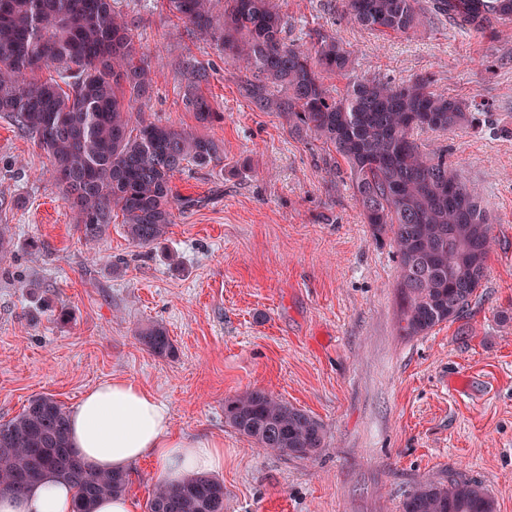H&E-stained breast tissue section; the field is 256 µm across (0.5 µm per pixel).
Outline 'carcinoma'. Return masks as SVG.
Returning <instances> with one entry per match:
<instances>
[{
	"mask_svg": "<svg viewBox=\"0 0 512 512\" xmlns=\"http://www.w3.org/2000/svg\"><path fill=\"white\" fill-rule=\"evenodd\" d=\"M417 0H341V15L372 31L407 33L420 23ZM169 12L192 25L229 58L250 70L251 103L276 112L298 132L330 144L348 165L364 217L391 233L399 258V332L420 336L454 320L486 276L491 221L477 189L441 154L425 153L416 129L474 125L465 104L434 91L428 78L397 84L349 80L331 95L323 74L347 77L349 53L336 41L312 48L288 43L273 0H166ZM435 11L484 30L512 17V0H434ZM55 66L56 77L36 73ZM147 62L136 58L130 23L112 0H6L0 13V116L31 136L49 157L79 239L96 243L122 212L132 242L150 247L173 223L172 178L224 155L213 138L139 121L134 103L149 94ZM185 104L206 127L221 119L188 84ZM158 356L173 353L168 331L152 324L136 333ZM224 419L260 448L298 459L326 445L323 424L270 392L256 389L224 403ZM76 489L73 512H94L101 498L124 493L129 474L86 465L72 448L69 412L51 395L29 400L0 422V496L22 495L48 477ZM149 512H224V483L194 475L158 483ZM400 512H497L481 482L452 474L426 479Z\"/></svg>",
	"mask_w": 512,
	"mask_h": 512,
	"instance_id": "carcinoma-1",
	"label": "carcinoma"
}]
</instances>
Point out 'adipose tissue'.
Listing matches in <instances>:
<instances>
[{
  "instance_id": "ef3b65f1",
  "label": "adipose tissue",
  "mask_w": 512,
  "mask_h": 512,
  "mask_svg": "<svg viewBox=\"0 0 512 512\" xmlns=\"http://www.w3.org/2000/svg\"><path fill=\"white\" fill-rule=\"evenodd\" d=\"M69 430L82 460L96 469L126 472L149 457L166 484L224 469L223 441L174 433L166 406L131 380L85 393L70 413ZM74 496V489L48 478L25 495L0 498V512H72Z\"/></svg>"
}]
</instances>
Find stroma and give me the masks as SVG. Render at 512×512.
<instances>
[{
    "instance_id": "1",
    "label": "stroma",
    "mask_w": 512,
    "mask_h": 512,
    "mask_svg": "<svg viewBox=\"0 0 512 512\" xmlns=\"http://www.w3.org/2000/svg\"><path fill=\"white\" fill-rule=\"evenodd\" d=\"M405 34L357 26L340 0H275L289 39L338 40L350 76L433 89L479 108L473 127L418 132L426 152L478 187L495 245L476 298L424 336L398 332L399 260L358 206L334 149L293 133L242 94L252 77L161 0H116L134 25L152 89L137 119L192 127L183 102L192 69L223 120L217 166L173 178L174 222L149 248L113 221L84 244L46 154L0 117V421L32 397L74 408L123 377L163 402L179 433L224 441V512H399L424 478L456 470L512 512V21L479 33L418 0ZM39 248H32V241ZM165 326L171 355L136 339ZM273 392L318 419L311 460L258 448L224 420V402Z\"/></svg>"
}]
</instances>
